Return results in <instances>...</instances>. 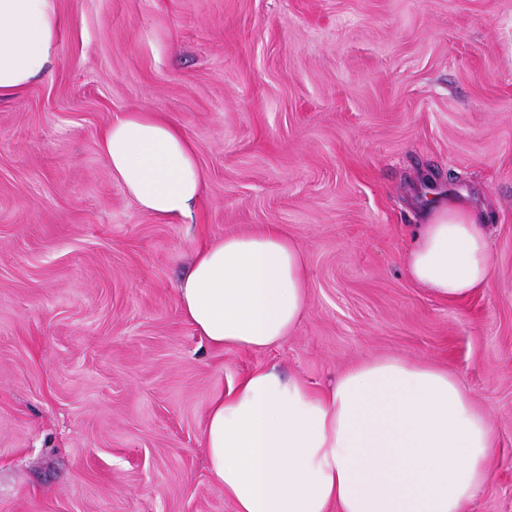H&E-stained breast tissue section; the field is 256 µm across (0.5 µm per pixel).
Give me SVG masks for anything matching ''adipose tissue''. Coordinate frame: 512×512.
I'll list each match as a JSON object with an SVG mask.
<instances>
[{
  "label": "adipose tissue",
  "mask_w": 512,
  "mask_h": 512,
  "mask_svg": "<svg viewBox=\"0 0 512 512\" xmlns=\"http://www.w3.org/2000/svg\"><path fill=\"white\" fill-rule=\"evenodd\" d=\"M64 25L58 0H0V98L48 72ZM99 145L113 178L150 214L187 215L203 194L196 149L164 115L123 113ZM405 269L443 301L487 287L484 216L462 205L433 210ZM306 288L301 253L270 227L202 244L176 298L210 347L265 350L304 313ZM204 443L236 512H466L495 452L461 379L393 356L358 362L324 390L273 366L252 370L214 397Z\"/></svg>",
  "instance_id": "obj_1"
}]
</instances>
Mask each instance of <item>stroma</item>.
<instances>
[{"instance_id": "stroma-1", "label": "stroma", "mask_w": 512, "mask_h": 512, "mask_svg": "<svg viewBox=\"0 0 512 512\" xmlns=\"http://www.w3.org/2000/svg\"><path fill=\"white\" fill-rule=\"evenodd\" d=\"M51 72L0 100V512H235L213 397L271 364L325 388L385 356L455 373L512 512V0H58ZM159 112L206 176L142 210L101 130ZM485 215L494 277L449 304L406 275L431 203ZM280 227L307 307L277 347L212 349L175 288L205 241Z\"/></svg>"}]
</instances>
